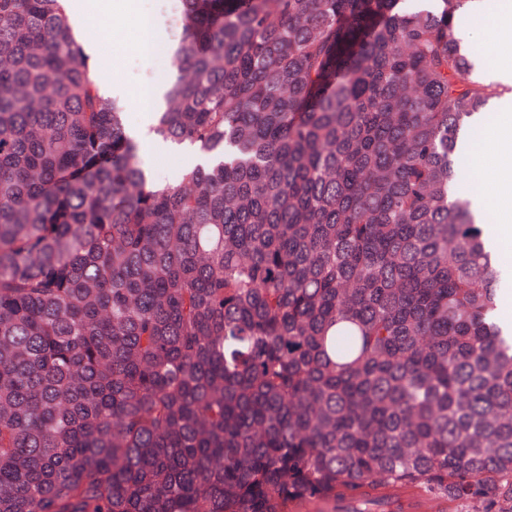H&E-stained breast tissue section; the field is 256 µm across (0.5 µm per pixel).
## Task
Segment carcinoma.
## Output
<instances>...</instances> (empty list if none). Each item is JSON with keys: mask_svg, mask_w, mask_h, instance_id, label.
<instances>
[{"mask_svg": "<svg viewBox=\"0 0 512 512\" xmlns=\"http://www.w3.org/2000/svg\"><path fill=\"white\" fill-rule=\"evenodd\" d=\"M149 184L72 0H0V512H512L462 189L467 0H178ZM192 163L193 159L190 156L174 155L162 161V164L154 170V177L161 183H171L180 168Z\"/></svg>", "mask_w": 512, "mask_h": 512, "instance_id": "obj_1", "label": "carcinoma"}]
</instances>
